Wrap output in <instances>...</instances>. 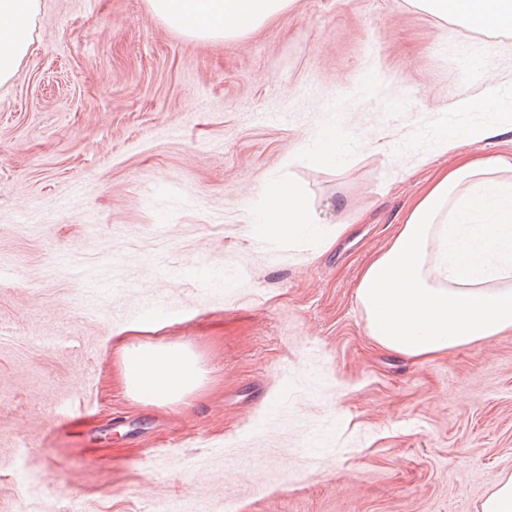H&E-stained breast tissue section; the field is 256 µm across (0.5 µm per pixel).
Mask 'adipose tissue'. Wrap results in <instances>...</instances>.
<instances>
[{
	"mask_svg": "<svg viewBox=\"0 0 512 512\" xmlns=\"http://www.w3.org/2000/svg\"><path fill=\"white\" fill-rule=\"evenodd\" d=\"M291 0H148L169 25L197 38L255 29ZM434 16L467 28L512 31V0H420ZM39 0H0V84L32 42ZM268 240L306 238L329 249L347 227L325 230L309 199L282 185L255 219ZM356 297L381 347L418 361L512 332V156L462 161L443 171L406 214L390 246L368 262ZM120 379L134 399L180 400L200 383L191 353L179 346L129 344Z\"/></svg>",
	"mask_w": 512,
	"mask_h": 512,
	"instance_id": "1",
	"label": "adipose tissue"
}]
</instances>
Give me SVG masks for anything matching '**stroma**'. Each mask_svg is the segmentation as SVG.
<instances>
[{
  "mask_svg": "<svg viewBox=\"0 0 512 512\" xmlns=\"http://www.w3.org/2000/svg\"><path fill=\"white\" fill-rule=\"evenodd\" d=\"M510 107L512 32L416 0H291L226 40L40 0L0 86V512H481L512 476V334L416 361L355 290L437 174L512 155L467 134ZM283 182L348 232L260 239ZM125 342L184 347L200 386L134 400Z\"/></svg>",
  "mask_w": 512,
  "mask_h": 512,
  "instance_id": "35a3bbf8",
  "label": "stroma"
}]
</instances>
